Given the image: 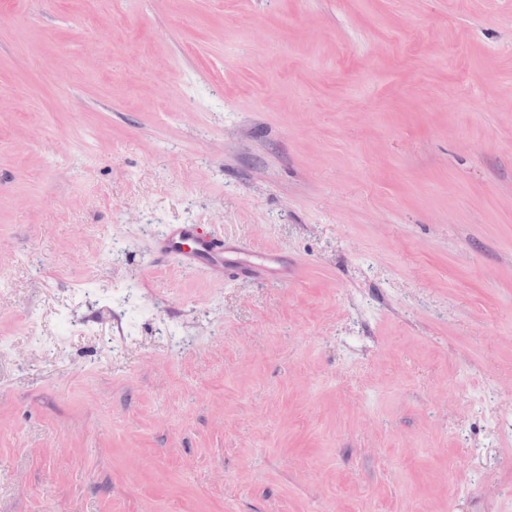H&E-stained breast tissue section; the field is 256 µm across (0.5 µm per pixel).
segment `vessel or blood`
I'll return each mask as SVG.
<instances>
[{"label":"vessel or blood","mask_w":512,"mask_h":512,"mask_svg":"<svg viewBox=\"0 0 512 512\" xmlns=\"http://www.w3.org/2000/svg\"><path fill=\"white\" fill-rule=\"evenodd\" d=\"M162 243L166 251L176 254L183 268L206 269L216 279L245 271L253 275L265 274L270 280H287V272L273 271L271 253H260L251 258L230 264L226 257L224 241L217 236L201 232L196 224H169L162 233Z\"/></svg>","instance_id":"obj_1"}]
</instances>
